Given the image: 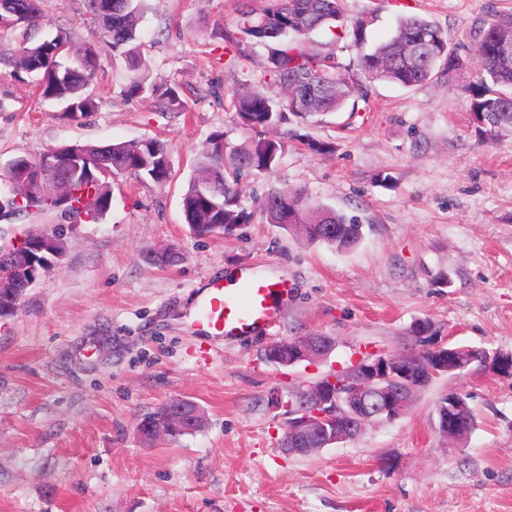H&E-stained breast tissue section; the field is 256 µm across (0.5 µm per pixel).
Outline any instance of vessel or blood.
Returning a JSON list of instances; mask_svg holds the SVG:
<instances>
[{"label": "vessel or blood", "mask_w": 512, "mask_h": 512, "mask_svg": "<svg viewBox=\"0 0 512 512\" xmlns=\"http://www.w3.org/2000/svg\"><path fill=\"white\" fill-rule=\"evenodd\" d=\"M287 292L284 281L256 273L239 276L233 289L211 280L195 303L196 323L202 332L227 340L258 336L276 326L278 302Z\"/></svg>", "instance_id": "vessel-or-blood-1"}]
</instances>
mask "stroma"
<instances>
[{
	"label": "stroma",
	"instance_id": "35a3bbf8",
	"mask_svg": "<svg viewBox=\"0 0 512 512\" xmlns=\"http://www.w3.org/2000/svg\"><path fill=\"white\" fill-rule=\"evenodd\" d=\"M141 40L158 80L177 84L188 111L159 113L123 93L85 0H43L51 27L95 47L102 103L81 122L0 67V170L75 142L164 141L173 179L119 176L100 222L63 223L59 213L0 218V249L66 224L62 260L42 272L0 321V512H512V378L474 366L434 379L408 411L311 456L280 445L288 396L349 365L364 350H419L428 343L512 353V128L482 136L463 87L476 67L413 88L375 83L355 113L291 129L333 143L317 155L287 141L271 172L244 178L238 204L250 221L230 236H194L182 195L210 136H249L224 101L243 84L268 81L265 45L225 68L222 32L232 0H144ZM512 0H344L367 17L368 45L403 16L425 18L467 54L470 31ZM300 192L364 223L355 248L339 252L266 223L256 200L269 187ZM178 263H150L165 246ZM248 269L284 280L289 292L270 333L224 341L197 331L192 299L207 280ZM330 337L313 363L278 367L271 345ZM457 391L476 425L448 442L436 403ZM188 398L208 423L154 448L136 434L143 414Z\"/></svg>",
	"mask_w": 512,
	"mask_h": 512
}]
</instances>
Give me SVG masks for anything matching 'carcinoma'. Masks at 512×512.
Wrapping results in <instances>:
<instances>
[{"mask_svg":"<svg viewBox=\"0 0 512 512\" xmlns=\"http://www.w3.org/2000/svg\"><path fill=\"white\" fill-rule=\"evenodd\" d=\"M254 0H236V22L224 30V54L227 63L251 60L253 45L269 44L265 69L281 85L285 97L273 94L264 84L251 85L233 92L228 105L241 125L250 131L276 129L286 114L305 120L351 108L357 111L360 100L367 99L368 87L376 82L414 87L432 80L438 73L452 74L467 67L479 70L480 89L469 91L468 110L488 134L512 128V51L503 53V44L512 42V14L490 12L470 33L471 49L462 56L448 47L447 35L428 20L405 16L398 20L393 34L363 52L357 70L339 62L332 52H321L312 36L329 32L336 39H350L352 46L366 43L369 21L357 19L344 24L343 0H265L259 8ZM24 6L26 19L18 21L9 8ZM143 0H86L87 11L98 20L109 39L112 56L127 67L124 93L131 99L153 100L164 112H183L186 104L174 84H159L153 78L150 61L139 41L138 25L143 16ZM42 0H0V32L9 31V43L0 42V64L10 68L19 83L35 84L48 101L64 104L70 119L74 113L83 118L98 109L100 99L94 92L98 64L85 69L67 65L82 56L85 48L73 47L69 33L56 30L45 33ZM91 162L112 168V175L165 183L171 179L169 152L158 139L145 142H114L106 146L74 143ZM284 142L259 136L227 149L222 137L210 140V148L198 162L197 176L190 180L183 195L186 223L193 234L209 237L231 234L249 216L238 208L237 186L243 173L264 174L274 170L281 158ZM26 167L40 175L48 189L57 188L55 176L44 166V156L27 158ZM26 191L0 199V209L11 214L53 210L55 206L40 194L32 197L31 185L21 182ZM93 195L80 211L81 198L68 196L62 211L77 219L89 215L104 199L112 198V180L93 184ZM269 223L293 229L308 225L305 238L345 251L361 238L362 225L324 207H306L298 194L285 187L271 188L258 204Z\"/></svg>","mask_w":512,"mask_h":512,"instance_id":"obj_1","label":"carcinoma"}]
</instances>
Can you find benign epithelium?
Here are the masks:
<instances>
[{
    "label": "benign epithelium",
    "mask_w": 512,
    "mask_h": 512,
    "mask_svg": "<svg viewBox=\"0 0 512 512\" xmlns=\"http://www.w3.org/2000/svg\"><path fill=\"white\" fill-rule=\"evenodd\" d=\"M45 165L58 170L65 188L80 179L90 162L83 155L68 153L64 161L57 156L45 158ZM27 251L14 255V265L20 277L11 280L13 304L6 308L8 315L17 310L23 294L21 288L29 289L37 281L40 272L60 261L65 249L55 248L54 239L46 233H31L26 239ZM288 351V360L283 366H294L304 361H315L332 350L329 338L301 336L279 343ZM484 366L495 370V374L512 377V354L484 355ZM470 367L458 354L455 346H439L418 367L406 366L396 353L363 352L354 357L351 365L339 368L313 383L302 382L288 401L278 402L285 408L284 433L291 444L287 452L309 455L316 452L317 438L328 432V425L336 428V434L326 443L345 442L355 438L369 422H392L408 409L410 399L418 390V384L448 373L460 374ZM185 400L175 399L165 404L152 424H137L138 437L147 445L166 441L170 425L182 417ZM466 398L458 393L448 394V416L440 419V430L448 439L458 438L463 432L461 422L454 413L466 407Z\"/></svg>",
    "instance_id": "obj_1"
}]
</instances>
